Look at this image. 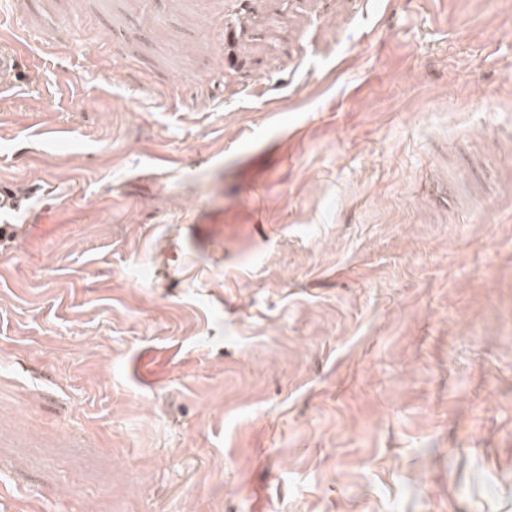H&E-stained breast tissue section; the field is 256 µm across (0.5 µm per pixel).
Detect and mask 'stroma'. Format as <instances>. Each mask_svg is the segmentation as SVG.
<instances>
[{"instance_id": "35a3bbf8", "label": "stroma", "mask_w": 512, "mask_h": 512, "mask_svg": "<svg viewBox=\"0 0 512 512\" xmlns=\"http://www.w3.org/2000/svg\"><path fill=\"white\" fill-rule=\"evenodd\" d=\"M0 512H512V0H0Z\"/></svg>"}]
</instances>
